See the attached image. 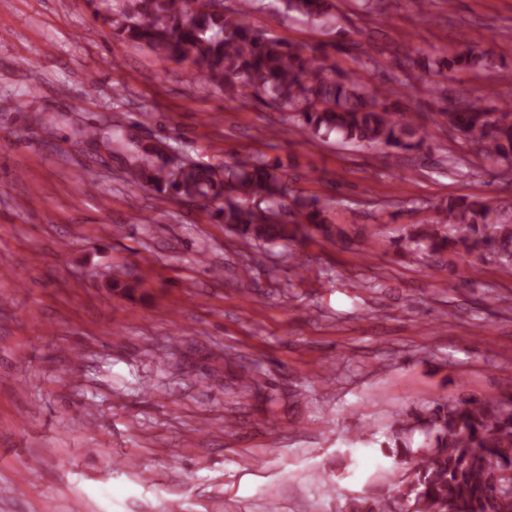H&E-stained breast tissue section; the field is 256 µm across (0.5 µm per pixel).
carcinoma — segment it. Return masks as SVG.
<instances>
[{"label": "carcinoma", "mask_w": 512, "mask_h": 512, "mask_svg": "<svg viewBox=\"0 0 512 512\" xmlns=\"http://www.w3.org/2000/svg\"><path fill=\"white\" fill-rule=\"evenodd\" d=\"M112 25L126 40L145 44L192 66L204 83L233 97L239 88L293 116L312 136L332 133L367 150L412 151L425 142L423 126L406 110V83L367 90L317 50L288 44L248 21L267 6L314 26L338 27L334 0H240L230 14L214 0H130ZM450 70H479L483 53L470 50L443 61ZM456 128L478 153L512 161V104L485 110L463 99L451 109ZM81 134L125 157L127 179L173 201L205 200L244 244L281 243L313 234L340 238L327 208L292 195L288 169L259 158L205 166L173 160L156 143L121 128L88 127ZM294 208H289L288 199ZM405 239L409 256L484 249L512 269V220L482 197L450 199ZM387 448L400 469L378 497L353 496L341 512H512V398H444L398 417Z\"/></svg>", "instance_id": "carcinoma-1"}]
</instances>
